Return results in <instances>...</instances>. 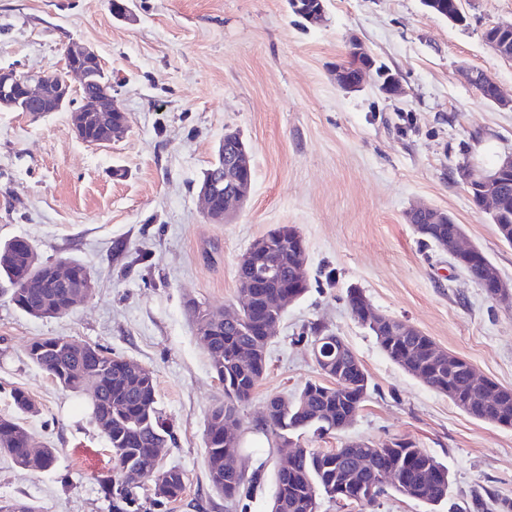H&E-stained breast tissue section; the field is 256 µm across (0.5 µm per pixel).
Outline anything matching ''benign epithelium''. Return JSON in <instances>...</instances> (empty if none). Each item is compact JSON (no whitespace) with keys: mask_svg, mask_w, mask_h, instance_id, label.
Instances as JSON below:
<instances>
[{"mask_svg":"<svg viewBox=\"0 0 512 512\" xmlns=\"http://www.w3.org/2000/svg\"><path fill=\"white\" fill-rule=\"evenodd\" d=\"M292 11L307 21H316L324 16L325 6L308 8L300 0H291ZM424 5L436 13L448 18L454 24H460L464 17L461 6L453 0H424ZM349 53L358 60L355 72L349 73L341 66L334 69L336 85L347 91H359L363 87L366 77H371L373 84L382 88V92L390 96L401 94V80L391 70L383 68L379 75H374L375 62L372 56L356 41H349ZM67 72L75 74L80 84H98L104 77V72L98 68L86 65H73ZM70 92V84L64 77L50 75H21L11 69H0V106L14 112H37L39 106L49 100H56L58 106H63ZM122 112L113 100L112 95L102 94L95 97L88 107H81L73 114V126L77 137H82L83 130L88 122L89 113ZM128 121L122 120L105 126L107 137L99 140H84L88 145H103L112 142V138L124 132ZM250 153L242 146L237 145L234 155L224 166L216 168V174L209 177L202 185L201 196L207 216L213 214V194L224 189V212L217 216L226 220L233 215L246 201L251 190ZM462 176L468 187L475 190L480 197L482 205L490 206L491 215L495 218L504 214L508 208L506 195L503 194L504 181L512 177V152L501 156L497 164L490 169H477L469 165L463 167ZM53 278L61 288L68 290V301L58 306L57 311L67 312L80 301L87 298L91 288L94 287L90 276L77 279L73 276L71 267L65 262H56L53 265Z\"/></svg>","mask_w":512,"mask_h":512,"instance_id":"1","label":"benign epithelium"}]
</instances>
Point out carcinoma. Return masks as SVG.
<instances>
[{
    "label": "carcinoma",
    "mask_w": 512,
    "mask_h": 512,
    "mask_svg": "<svg viewBox=\"0 0 512 512\" xmlns=\"http://www.w3.org/2000/svg\"><path fill=\"white\" fill-rule=\"evenodd\" d=\"M415 232L424 241L441 245L448 237L461 231L458 224H428L426 216H418ZM303 242L288 234V227H278L269 233L265 255L256 266L272 270V275L260 278L254 268L237 271L240 284L252 281L255 288L242 310L229 321L224 313H214L191 303L188 317L196 327L197 336L207 343L210 367L224 385V402L213 407L204 423V439L209 481L212 489L226 499L243 493L245 473L235 472L224 464V417L238 415L239 406L248 401L262 379L271 337L265 335L267 323L279 316L268 306L269 296L289 292L297 300L309 289L297 266V253ZM468 278L494 297L495 289L488 280L493 263L479 249L468 258L455 260ZM10 284V299L25 314L35 318L55 317L56 307L66 300V290L51 283L49 262L38 257L35 246L18 238L0 243V279ZM362 292L347 290L351 315L365 323L361 314ZM396 331L372 330L383 353L418 378L432 390L448 398L470 417L512 427V389L497 387L495 398L487 396V386L472 380L471 364L462 356L449 354L443 360L436 355L437 345L428 336L418 333L406 336L398 331L399 324L391 319ZM313 342L320 343L325 358L335 360L339 370L323 371L325 380H309L291 398L274 397L266 426L275 438L272 452L288 457V468H279L270 512H317L319 500H338L348 492L363 509L373 508L384 493L387 471L396 473L399 484L391 488L405 498L435 507L448 500L451 476L448 468L415 441L401 438L377 448L366 442L352 441L342 448L323 451L291 444L307 432L318 434L341 431L357 416L369 388L368 375L359 358L347 345L336 347V335L320 326L311 327ZM256 352L252 363L240 365L236 354L240 350ZM27 357L32 364L47 373L62 389L80 392L89 389L94 404L91 416L109 447L116 451L113 460L116 475L100 480V489L109 500L112 512H150L138 503L141 486L126 472L130 462L139 471L166 482L168 497H148L153 508L166 506L182 498L185 489L183 472L177 467L166 468L163 460L174 440L171 426L158 408L153 373L132 372L128 361L115 356L99 345H77L61 336L34 339L28 346ZM20 414H33L36 406L29 395L16 390L12 394ZM38 446L41 454L31 456L28 448ZM374 456L371 467L361 465L366 454ZM0 457L17 467L43 472L51 470L57 460L56 449L42 444L18 417H0Z\"/></svg>",
    "instance_id": "cac0c4a2"
}]
</instances>
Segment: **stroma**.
<instances>
[{"mask_svg":"<svg viewBox=\"0 0 512 512\" xmlns=\"http://www.w3.org/2000/svg\"><path fill=\"white\" fill-rule=\"evenodd\" d=\"M110 3L0 0V69L57 73L68 45L82 43L128 117L122 138L94 147L77 138L69 111L0 110V242L27 238L41 260L79 261L95 281L67 315L35 318L0 280V417L15 415L12 392L25 391L37 411L24 425L57 450L55 469L43 473L0 458V500L39 512L110 510L98 478L111 473L112 453L89 394L63 390L26 357L35 338L64 336L152 371L174 436L164 464L186 480L165 512H269L279 459L266 407L317 378V324L356 353L369 391L350 427L304 434L303 447L409 438L452 477L440 512H478L486 493L497 512H512V428L468 416L389 359L346 299L359 288L375 313L408 321L512 388V303L489 298L407 221L419 204L447 212L465 244L512 282V246L459 172L512 150V112L466 80L480 70L512 93V61L484 39L487 27L512 20V0H462L463 25L423 0H325L317 24L288 0H128L127 21ZM352 38L400 76L401 96L336 85ZM228 130L249 145L254 180L242 209L214 224L199 184ZM282 224L305 241L310 288L285 311L266 372L239 409L247 490L228 501L210 486L203 439L224 387L185 305L240 307V257Z\"/></svg>","mask_w":512,"mask_h":512,"instance_id":"35a3bbf8","label":"stroma"}]
</instances>
